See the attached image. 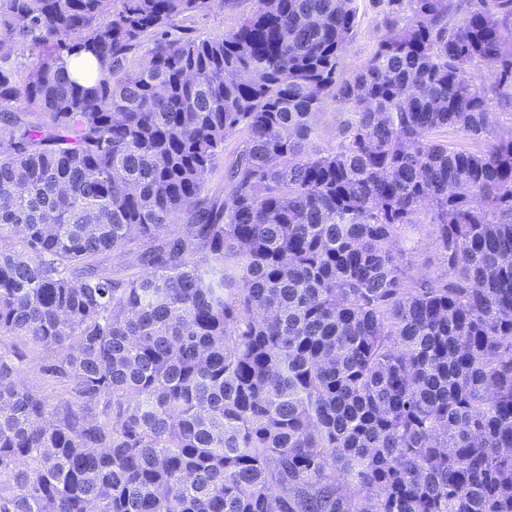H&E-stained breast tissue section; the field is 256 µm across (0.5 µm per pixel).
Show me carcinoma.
I'll return each instance as SVG.
<instances>
[{
	"mask_svg": "<svg viewBox=\"0 0 512 512\" xmlns=\"http://www.w3.org/2000/svg\"><path fill=\"white\" fill-rule=\"evenodd\" d=\"M213 2L0 0V512H512V0ZM387 2L357 0V26L343 53L339 80L351 78L366 64L377 49L380 36L384 32V16ZM241 16L240 11H230L215 3L210 9L194 15L184 25L191 29L192 35L202 38L216 37L235 29ZM341 110L339 109V105L336 103H329L326 108H324L321 113L318 115V125L321 130L323 146L334 145L336 143V127H337V118ZM429 230L430 227H424L420 246L417 250L407 254V262L415 265L437 264L438 251L434 245L433 238L427 233Z\"/></svg>",
	"mask_w": 512,
	"mask_h": 512,
	"instance_id": "cac0c4a2",
	"label": "carcinoma"
}]
</instances>
